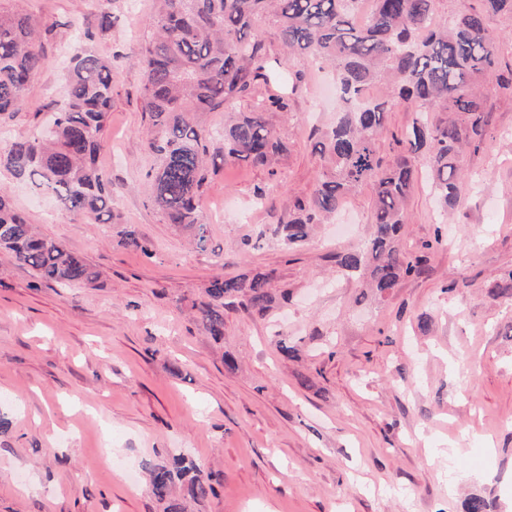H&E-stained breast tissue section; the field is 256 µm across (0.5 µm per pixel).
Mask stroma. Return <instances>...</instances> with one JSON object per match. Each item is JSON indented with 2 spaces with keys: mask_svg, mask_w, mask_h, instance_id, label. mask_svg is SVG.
Instances as JSON below:
<instances>
[{
  "mask_svg": "<svg viewBox=\"0 0 512 512\" xmlns=\"http://www.w3.org/2000/svg\"><path fill=\"white\" fill-rule=\"evenodd\" d=\"M130 2L0 0L54 29L24 106L0 120V148L64 102L75 26L112 14L89 47L112 60L99 164L116 201L101 224L0 169L28 223L98 274L47 286L0 252V512H166L171 500L185 512H465L474 497L512 512V296L491 290L512 270V97L489 95L485 140L463 160L472 183L446 217L415 158L401 238L425 254L424 271L381 299L336 265L368 236L371 186L346 199V226L315 225L295 251L275 233L322 174L313 145L336 120V95L325 65L283 49L273 19L259 39L281 71L302 73L290 112L268 116L286 152L271 170L240 162L213 175L200 201L209 250L166 223L149 200L135 63L155 2ZM130 227L149 253L121 244ZM258 273L273 302L226 306L213 339L194 317L205 286ZM179 456L213 475V494L192 498L184 483L166 501L152 493L148 467Z\"/></svg>",
  "mask_w": 512,
  "mask_h": 512,
  "instance_id": "1",
  "label": "stroma"
}]
</instances>
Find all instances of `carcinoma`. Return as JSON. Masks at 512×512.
Masks as SVG:
<instances>
[{"label":"carcinoma","mask_w":512,"mask_h":512,"mask_svg":"<svg viewBox=\"0 0 512 512\" xmlns=\"http://www.w3.org/2000/svg\"><path fill=\"white\" fill-rule=\"evenodd\" d=\"M159 8L137 62L142 71V112L152 128L151 203L169 224L193 237L196 250L209 248V234L197 201L217 168L236 162L271 166L287 151L266 118L290 111L298 84L271 63L255 24L272 11L278 38L296 59L319 61L333 71L338 101L336 121L315 143L325 160L312 195L298 199L277 219L286 247L303 243L311 225L336 216L347 196L370 184L374 190L372 231L364 247L336 256L349 275L369 278L381 297L421 272L422 258L400 246L406 200L417 172L408 158L383 164L376 146L387 114L404 108L415 114L407 142L426 153L431 189L443 208L456 201L460 163L478 149L487 117L481 78L497 71V40L487 16L512 18V0H482L483 10L448 12L436 24L440 0H373L366 24L356 20L360 0H157ZM48 63L42 31L28 13L0 11V114L19 111L31 78ZM261 81L277 92L256 99L248 112L229 118L215 135L199 127L193 112L234 111L233 104ZM112 109V64L79 47L71 58L68 94L50 127L0 149V168L47 191L69 211L101 224L112 220L114 201L97 166ZM124 246L149 253L139 233H122ZM0 250L31 268L46 284L71 287L91 283L96 273L78 253L38 235L0 192ZM264 274L213 278L197 319L218 340L224 335L226 301L260 311L273 302ZM151 490L168 496L188 479L196 499L213 492L212 476L192 462L149 469Z\"/></svg>","instance_id":"carcinoma-1"}]
</instances>
